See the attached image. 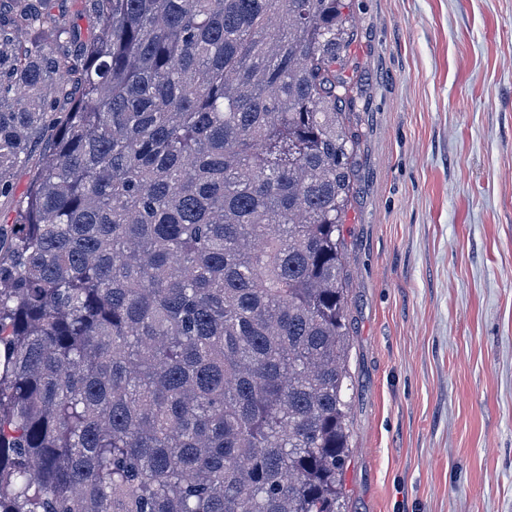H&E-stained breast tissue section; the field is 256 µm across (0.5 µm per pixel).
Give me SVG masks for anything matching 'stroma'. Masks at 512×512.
<instances>
[{"instance_id": "obj_1", "label": "stroma", "mask_w": 512, "mask_h": 512, "mask_svg": "<svg viewBox=\"0 0 512 512\" xmlns=\"http://www.w3.org/2000/svg\"><path fill=\"white\" fill-rule=\"evenodd\" d=\"M345 4L346 512H512V0Z\"/></svg>"}]
</instances>
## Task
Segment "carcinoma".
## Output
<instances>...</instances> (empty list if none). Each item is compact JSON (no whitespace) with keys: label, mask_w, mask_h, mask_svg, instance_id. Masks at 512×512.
<instances>
[{"label":"carcinoma","mask_w":512,"mask_h":512,"mask_svg":"<svg viewBox=\"0 0 512 512\" xmlns=\"http://www.w3.org/2000/svg\"><path fill=\"white\" fill-rule=\"evenodd\" d=\"M0 0V512H344L343 0ZM54 13L64 15L68 20L78 24L84 35H87L94 25L92 16L83 13L81 0H56ZM47 152V140L42 141L33 147L30 153V160L25 165L18 168L15 172L14 196L9 198H0V231L2 237L1 239L4 241L10 237L11 224H13L16 210L21 204V201L24 200L31 179Z\"/></svg>","instance_id":"carcinoma-1"}]
</instances>
